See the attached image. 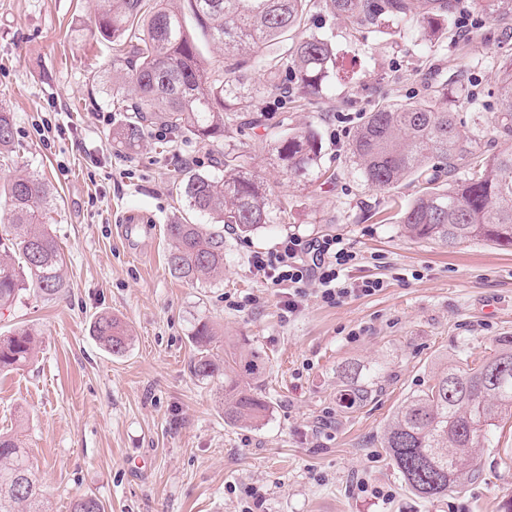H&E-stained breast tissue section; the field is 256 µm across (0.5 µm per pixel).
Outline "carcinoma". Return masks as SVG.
<instances>
[{
	"label": "carcinoma",
	"mask_w": 512,
	"mask_h": 512,
	"mask_svg": "<svg viewBox=\"0 0 512 512\" xmlns=\"http://www.w3.org/2000/svg\"><path fill=\"white\" fill-rule=\"evenodd\" d=\"M495 18L512 13V0H475ZM197 25L224 53V67L211 68L183 14L168 0H95L94 25L112 42V69L119 82L112 98L120 112L134 116L112 127V146L134 152L144 129L159 124L179 136L224 145V173L187 171L180 181L192 211L210 227L182 221L165 225L167 264L185 282H205L224 272V227L243 237L268 229L278 208L263 177L244 166L234 142L241 113L263 97L289 95L301 106L326 96L336 79L333 41L307 28L311 9L321 6L343 17L358 32L373 25L395 41L430 48L448 33L455 0H187ZM268 43L281 45L270 58ZM496 112H482L462 90L448 98L443 84L423 98L387 100L365 113L348 147L353 176L363 185L389 192L404 181L415 184L411 200L398 206L405 235L450 250L471 240L512 249V151L482 147L481 127L512 138V61L498 69ZM473 111L472 122L458 110ZM14 115L0 105V154L11 151ZM268 151L283 173L313 181L322 173V144L309 129L290 126L289 117L271 133ZM54 204L51 189L35 174L3 187L7 223L0 225V310L31 290L45 300L63 292L64 255L45 227ZM93 336L112 355L129 346L126 325L109 314L97 316ZM38 333L20 326L0 336V373L25 365ZM198 346L190 372L199 380L221 381L224 418L257 422L267 402L257 383L265 369L258 349L224 350V364L211 353L215 333L202 318L194 329ZM349 405L363 404L381 389L382 366H342ZM512 419V336H500L493 356L474 368L445 365L425 388L411 393L389 418L380 448L405 489L425 500L482 476L473 449L496 436ZM0 512H45L41 485L22 441L0 433ZM70 512H104L102 502L76 495Z\"/></svg>",
	"instance_id": "1"
}]
</instances>
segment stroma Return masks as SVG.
<instances>
[{"instance_id":"stroma-1","label":"stroma","mask_w":512,"mask_h":512,"mask_svg":"<svg viewBox=\"0 0 512 512\" xmlns=\"http://www.w3.org/2000/svg\"><path fill=\"white\" fill-rule=\"evenodd\" d=\"M93 9V0H0V105L15 115L0 186L19 173L45 179L55 196L45 222L65 257L62 297L30 293L0 311L1 333L25 325L39 334L33 360L0 376V431L21 435L47 512H69L79 494L96 496L106 512H241L250 488L262 496L254 512H499L512 496V419L492 447L476 449L481 478L430 502L405 490L377 439L440 359L466 349L473 367L512 335V252L404 237L391 205L411 199L414 186L388 194L361 185L347 148L383 99L419 98L440 83L497 111L512 17L492 19L473 0H457L469 35L424 53L411 42L391 45L373 26L348 37L341 17L312 10L308 28L332 35L338 69L354 76L319 108L290 110L292 126L321 139L324 175L309 184L281 172L266 142L287 103H257L261 122L242 134L241 149L288 215L251 237L225 229L223 277L192 284L168 269L164 227L202 223L175 183L189 168L217 172L222 150L177 138L161 151L162 132L151 126L136 154L113 148L118 78L111 43L88 35ZM290 233L343 237L359 255L347 277L383 288L331 306L308 284L300 312L284 317L248 259ZM251 294L260 304L246 305ZM101 314L126 323L124 355L92 335ZM203 317L220 343L216 360L232 346L268 355L260 423L226 421L217 383L190 373ZM346 361L384 369L381 391L353 409L339 400L337 367ZM321 419L325 428L311 434Z\"/></svg>"}]
</instances>
